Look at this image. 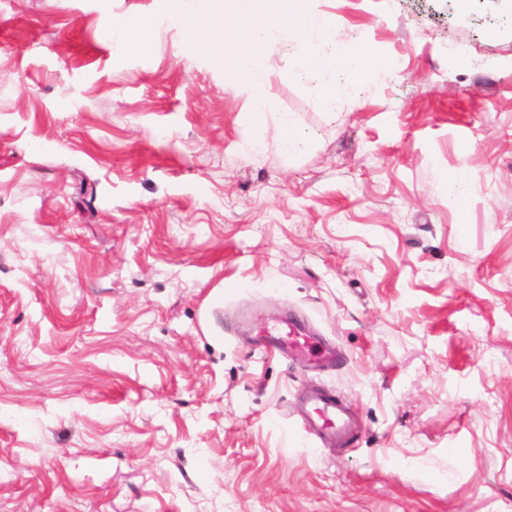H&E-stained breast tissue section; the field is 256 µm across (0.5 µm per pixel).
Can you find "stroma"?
I'll return each mask as SVG.
<instances>
[{
    "label": "stroma",
    "instance_id": "35a3bbf8",
    "mask_svg": "<svg viewBox=\"0 0 512 512\" xmlns=\"http://www.w3.org/2000/svg\"><path fill=\"white\" fill-rule=\"evenodd\" d=\"M323 9L386 63L273 43L254 150L212 23L0 0V512H512V0ZM287 317L335 370L257 348ZM311 386L346 445L290 416ZM148 23L139 18L114 16L112 18V38H117L122 47L144 51L148 40L145 27ZM135 37L133 40L132 38ZM305 407L301 425L313 440L345 443L352 432V416L348 407L335 396L310 391L302 395Z\"/></svg>",
    "mask_w": 512,
    "mask_h": 512
}]
</instances>
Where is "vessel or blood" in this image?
Segmentation results:
<instances>
[{"label": "vessel or blood", "instance_id": "vessel-or-blood-1", "mask_svg": "<svg viewBox=\"0 0 512 512\" xmlns=\"http://www.w3.org/2000/svg\"><path fill=\"white\" fill-rule=\"evenodd\" d=\"M265 348L299 366L309 364L332 368L339 364L340 354L335 346L314 338L300 324L289 322L269 333ZM305 411L301 425L313 439L326 442H346L352 432V416L348 407L335 396L310 391L303 394Z\"/></svg>", "mask_w": 512, "mask_h": 512}]
</instances>
